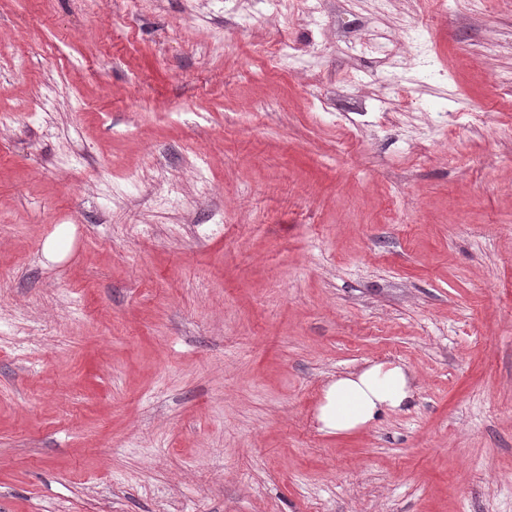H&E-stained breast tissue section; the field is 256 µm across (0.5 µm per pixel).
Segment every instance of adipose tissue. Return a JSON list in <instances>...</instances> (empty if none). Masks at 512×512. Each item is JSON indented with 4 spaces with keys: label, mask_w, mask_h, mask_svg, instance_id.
Segmentation results:
<instances>
[{
    "label": "adipose tissue",
    "mask_w": 512,
    "mask_h": 512,
    "mask_svg": "<svg viewBox=\"0 0 512 512\" xmlns=\"http://www.w3.org/2000/svg\"><path fill=\"white\" fill-rule=\"evenodd\" d=\"M411 398V377L403 366L374 363L337 375L325 386L317 421L326 434H353L403 409Z\"/></svg>",
    "instance_id": "adipose-tissue-1"
}]
</instances>
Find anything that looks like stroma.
I'll use <instances>...</instances> for the list:
<instances>
[{
	"instance_id": "stroma-1",
	"label": "stroma",
	"mask_w": 512,
	"mask_h": 512,
	"mask_svg": "<svg viewBox=\"0 0 512 512\" xmlns=\"http://www.w3.org/2000/svg\"><path fill=\"white\" fill-rule=\"evenodd\" d=\"M432 2L0 0V512H512V0ZM411 399V377L399 364L374 363L336 375L323 389L319 430L336 436L365 430L386 414L403 409Z\"/></svg>"
}]
</instances>
